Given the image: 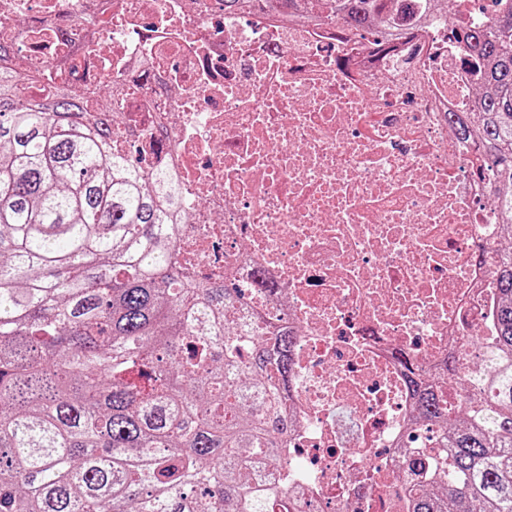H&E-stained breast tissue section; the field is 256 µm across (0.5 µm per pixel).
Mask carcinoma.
Returning a JSON list of instances; mask_svg holds the SVG:
<instances>
[{
    "label": "carcinoma",
    "instance_id": "1",
    "mask_svg": "<svg viewBox=\"0 0 512 512\" xmlns=\"http://www.w3.org/2000/svg\"><path fill=\"white\" fill-rule=\"evenodd\" d=\"M454 30L485 92L449 115L491 175L512 230V0H471ZM340 18L379 45L453 15L457 0H224ZM0 42V512H269L257 488L287 460L281 385L292 336L242 332L229 281L193 287L174 261L175 180L116 143L127 129L65 87L19 96ZM498 305L484 359L413 377L420 421L444 424L414 462L409 512H512V250L494 254Z\"/></svg>",
    "mask_w": 512,
    "mask_h": 512
}]
</instances>
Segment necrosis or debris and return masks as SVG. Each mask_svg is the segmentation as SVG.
I'll return each mask as SVG.
<instances>
[{
    "mask_svg": "<svg viewBox=\"0 0 512 512\" xmlns=\"http://www.w3.org/2000/svg\"><path fill=\"white\" fill-rule=\"evenodd\" d=\"M0 34L21 92L37 66L47 87L129 86L124 124L182 189L179 268L293 336L290 512H407L398 475L434 446L408 378L479 360L494 313L487 179L448 121L473 68L447 18L377 45L222 0H0Z\"/></svg>",
    "mask_w": 512,
    "mask_h": 512,
    "instance_id": "necrosis-or-debris-1",
    "label": "necrosis or debris"
}]
</instances>
